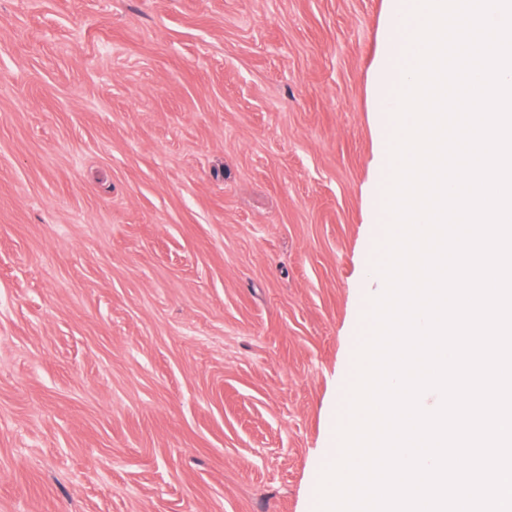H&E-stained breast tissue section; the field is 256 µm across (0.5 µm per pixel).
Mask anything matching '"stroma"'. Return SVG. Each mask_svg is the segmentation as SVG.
<instances>
[{
  "label": "stroma",
  "mask_w": 512,
  "mask_h": 512,
  "mask_svg": "<svg viewBox=\"0 0 512 512\" xmlns=\"http://www.w3.org/2000/svg\"><path fill=\"white\" fill-rule=\"evenodd\" d=\"M413 4L0 0V512H315Z\"/></svg>",
  "instance_id": "obj_1"
}]
</instances>
